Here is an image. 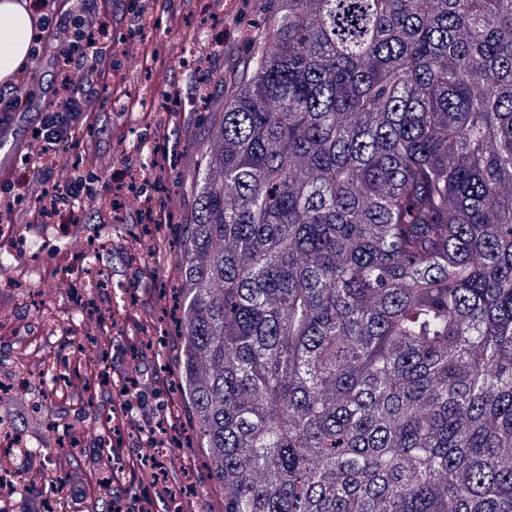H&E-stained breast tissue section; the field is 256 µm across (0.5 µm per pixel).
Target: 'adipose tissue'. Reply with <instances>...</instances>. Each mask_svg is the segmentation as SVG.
<instances>
[{
  "mask_svg": "<svg viewBox=\"0 0 512 512\" xmlns=\"http://www.w3.org/2000/svg\"><path fill=\"white\" fill-rule=\"evenodd\" d=\"M0 82L10 83L29 61L35 16L27 0H0Z\"/></svg>",
  "mask_w": 512,
  "mask_h": 512,
  "instance_id": "adipose-tissue-1",
  "label": "adipose tissue"
}]
</instances>
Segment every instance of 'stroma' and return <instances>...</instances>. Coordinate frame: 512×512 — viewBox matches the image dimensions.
<instances>
[{
  "instance_id": "35a3bbf8",
  "label": "stroma",
  "mask_w": 512,
  "mask_h": 512,
  "mask_svg": "<svg viewBox=\"0 0 512 512\" xmlns=\"http://www.w3.org/2000/svg\"><path fill=\"white\" fill-rule=\"evenodd\" d=\"M269 11V0H175L173 13L145 14L136 33L128 31L121 8L112 11L118 77L90 98V119L72 129L54 181L65 186L91 175L99 184L118 185L149 174L145 188L164 223H149L131 207L104 215L94 201L83 203L75 226L57 218L25 223L34 200L16 180L29 172L20 159L0 162V251L15 256L0 273V385L9 390L0 395V419L54 451L49 470H31L30 491L16 512H45L51 475L67 484L63 512L108 507L100 463L112 448L135 449L141 463L132 490L152 491L159 477L150 465L156 443L138 428L148 418L164 424L173 406L179 419L164 445L192 463L190 471H168L187 490L183 512H224V490L211 478L196 419L177 383V299L184 282L176 263L193 207L190 185L201 164L205 116L221 106L201 102L186 110L180 101L195 94L201 71L241 66ZM129 42L138 55L132 66L124 59ZM190 48L202 70L178 66ZM76 239L82 250L71 248ZM32 240L40 251L29 249ZM141 343L150 374L163 383L126 393L112 370L134 367L129 351ZM127 399L135 406L128 424L101 427L110 402Z\"/></svg>"
}]
</instances>
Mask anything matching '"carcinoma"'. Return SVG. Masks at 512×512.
I'll return each mask as SVG.
<instances>
[{"label":"carcinoma","mask_w":512,"mask_h":512,"mask_svg":"<svg viewBox=\"0 0 512 512\" xmlns=\"http://www.w3.org/2000/svg\"><path fill=\"white\" fill-rule=\"evenodd\" d=\"M270 2L177 254L224 512H512V0Z\"/></svg>","instance_id":"cac0c4a2"}]
</instances>
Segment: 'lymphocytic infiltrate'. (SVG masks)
Listing matches in <instances>:
<instances>
[{
    "instance_id": "1",
    "label": "lymphocytic infiltrate",
    "mask_w": 512,
    "mask_h": 512,
    "mask_svg": "<svg viewBox=\"0 0 512 512\" xmlns=\"http://www.w3.org/2000/svg\"><path fill=\"white\" fill-rule=\"evenodd\" d=\"M111 14L112 0H77L70 12L51 13L39 21V37L54 50L56 72L49 87L50 99L29 129L28 150L22 158L47 185L39 196L34 223L61 215L85 197H101L112 209L122 205L118 189L109 186L71 184L59 189L50 184L52 161L58 157L67 132L83 118L88 90L112 81Z\"/></svg>"
}]
</instances>
